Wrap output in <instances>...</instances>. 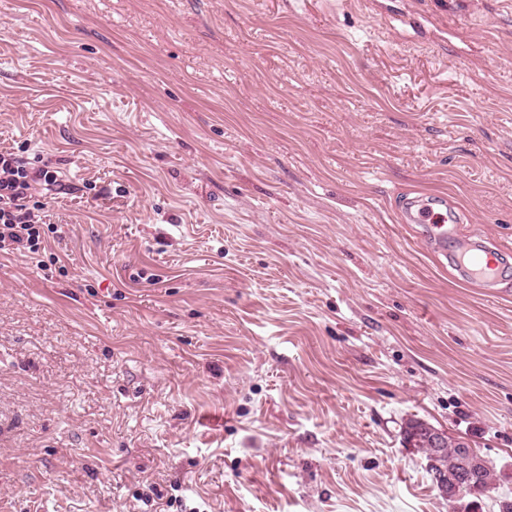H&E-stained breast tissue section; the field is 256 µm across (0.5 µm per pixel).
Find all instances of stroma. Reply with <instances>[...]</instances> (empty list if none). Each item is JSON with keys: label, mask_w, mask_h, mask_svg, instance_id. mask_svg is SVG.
I'll list each match as a JSON object with an SVG mask.
<instances>
[{"label": "stroma", "mask_w": 512, "mask_h": 512, "mask_svg": "<svg viewBox=\"0 0 512 512\" xmlns=\"http://www.w3.org/2000/svg\"><path fill=\"white\" fill-rule=\"evenodd\" d=\"M0 150L58 175L0 253V512H454L512 497V0H0ZM419 208L415 213L412 206L409 208L410 222L417 224H432L428 245L437 254L448 256L458 269L464 284L471 288H489L496 276L502 273L498 260L499 250L494 242L471 241L461 239L455 227L449 228L456 222L453 211L451 216L446 213L435 212L432 206L423 198L414 201ZM448 223V226H447ZM426 423L418 420H410L407 423L406 428L403 430V439L405 443L413 444L415 448H420L426 455L428 461V471L433 473H445L450 476H456L462 469L461 458L458 452V448L455 446V442L448 440V434L438 429H431L427 435L428 447L426 446ZM461 446L460 450L464 455L463 469L459 472L456 478L443 476L440 474H433V481L436 485H439L442 490L441 493L448 500L455 499L454 492L461 486H472L473 482L479 483L481 492L479 496L472 495L469 491L464 490L461 495L454 501L459 503L465 497L473 498L467 503L464 511L470 512L469 509L477 505L478 501L482 497H486L491 491H494L495 478L493 470L487 465L481 470L477 471L476 479L473 481V474L479 464L477 460L472 458L471 450L467 443L459 441ZM438 448V449H435ZM447 484V487H446ZM468 509V510H467Z\"/></svg>", "instance_id": "obj_1"}]
</instances>
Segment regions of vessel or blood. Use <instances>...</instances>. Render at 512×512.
I'll return each mask as SVG.
<instances>
[{
    "label": "vessel or blood",
    "instance_id": "obj_1",
    "mask_svg": "<svg viewBox=\"0 0 512 512\" xmlns=\"http://www.w3.org/2000/svg\"><path fill=\"white\" fill-rule=\"evenodd\" d=\"M408 218L413 223L431 225L428 239L430 249L451 259L464 284L473 288H487L501 273L496 244L460 238L454 229L455 216L435 211L422 200L418 203L417 211L409 213Z\"/></svg>",
    "mask_w": 512,
    "mask_h": 512
}]
</instances>
